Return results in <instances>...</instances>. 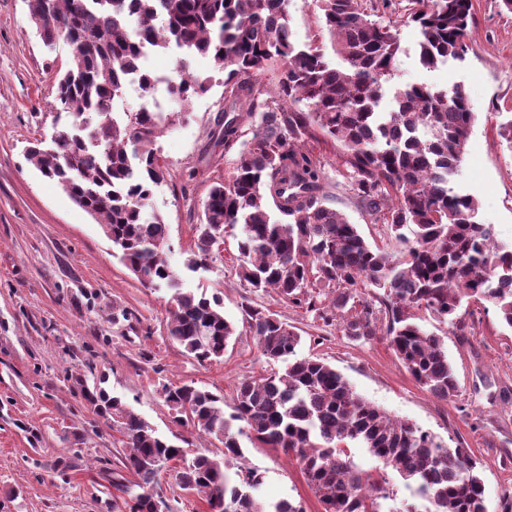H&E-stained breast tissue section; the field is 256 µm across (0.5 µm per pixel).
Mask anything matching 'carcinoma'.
Listing matches in <instances>:
<instances>
[{"label":"carcinoma","mask_w":512,"mask_h":512,"mask_svg":"<svg viewBox=\"0 0 512 512\" xmlns=\"http://www.w3.org/2000/svg\"><path fill=\"white\" fill-rule=\"evenodd\" d=\"M30 16L52 48L70 41L67 69L57 85L58 117L48 146L28 149L42 176L110 230L112 247L147 288L170 292L168 336L203 363L224 357L236 326L221 299L181 288L167 251L168 229L153 208L154 186L168 174L156 148L161 132L183 121L192 99L206 93L211 77L190 71L196 56L222 73L229 106L217 121V140L229 151L240 145L224 181L209 191L195 227L186 268L207 264L226 228H240L239 275L257 291L276 292L330 324L343 322L355 340L383 336L409 374L433 396L449 401L458 382L442 338L417 322L427 311L457 333L463 300L490 302L512 328V249L497 244L493 225L478 220L470 194L449 186L475 121L464 86L443 92L426 84L396 88L395 108L384 111L386 89L397 77L401 51L395 26L374 19L368 0H320L336 68L318 48L291 39L288 0H30ZM407 19L420 30L418 57L434 69L461 60L473 0H409ZM175 48L180 76L167 81L178 105L172 112L142 107L121 111L129 78L142 95L157 79L140 69L152 49ZM283 65L277 93L259 82ZM252 137L242 139L244 118ZM322 136L342 148L350 191L376 223L390 226L403 251L372 248L340 211L328 205L321 159L299 151ZM413 232L408 238L404 229ZM373 288L367 297L358 288ZM334 295L317 305L315 289ZM261 354L282 368L241 379L233 412L224 395L193 384L162 386L174 422L221 444L174 470L182 490L196 494L211 512H302L282 499L269 506L254 491L257 470L226 461L244 459L240 437L293 455L323 512H382L389 498L358 469L347 449L365 448L415 484L422 507L406 512H485V488L468 448L450 449L415 424L393 419L354 392L329 364L300 358L301 335L275 313L246 310ZM118 424L127 448L112 472V507L155 512L161 470L156 463L184 455L121 397L86 392ZM139 488L133 493L130 487Z\"/></svg>","instance_id":"cac0c4a2"}]
</instances>
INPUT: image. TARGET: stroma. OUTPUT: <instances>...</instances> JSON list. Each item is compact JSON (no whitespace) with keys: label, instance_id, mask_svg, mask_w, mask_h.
<instances>
[{"label":"stroma","instance_id":"obj_1","mask_svg":"<svg viewBox=\"0 0 512 512\" xmlns=\"http://www.w3.org/2000/svg\"><path fill=\"white\" fill-rule=\"evenodd\" d=\"M408 5L383 0L377 10L380 20L398 24L397 82L465 87L476 120L450 185L476 198L480 222L493 225L497 240L511 245L512 147L497 128L512 116V13L501 0H473L464 60L427 70L416 57L418 30L403 20ZM288 13L296 45L320 48L334 59L319 0H289ZM69 56L66 41L52 50L44 46L30 21L29 0H0V512H112L105 473L119 468L125 450L116 424L84 396V387L100 380L158 434L188 437V455L207 451L209 442L174 423L161 389L192 382L223 393L224 410L232 412L239 380L272 371L244 320L248 306L296 326L299 356L331 365L391 418L429 431L448 447L471 449L481 464L486 512H512V329L500 323L493 305L463 303L461 334L431 314L420 316L426 331L444 338L458 381L456 397L447 402L412 378L383 337L351 340L341 323L324 324L274 292L248 288L237 274L233 235H225L207 269L186 270L209 190L235 159L211 137L224 110V76L199 58L193 71L213 81L193 99L188 119L157 139L169 174L154 188L153 206L168 226V259L183 288L219 296L236 335L220 360L201 364L186 356L167 335L168 292L144 287L120 261L102 225L28 158L29 147L53 131L57 77ZM304 149L324 164L330 205L357 224L372 247L396 253L393 232L373 223L351 193L339 148L310 139ZM116 307L128 310L129 319L113 323ZM243 448L247 465L264 478V499L323 512L294 457L248 442ZM348 455L385 483L388 512L413 504L405 481L367 449L352 448Z\"/></svg>","mask_w":512,"mask_h":512}]
</instances>
